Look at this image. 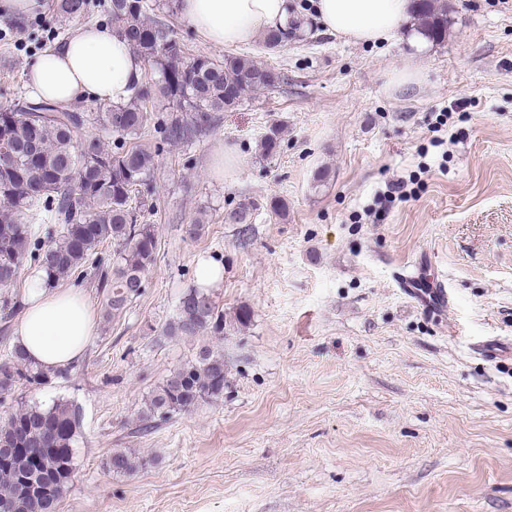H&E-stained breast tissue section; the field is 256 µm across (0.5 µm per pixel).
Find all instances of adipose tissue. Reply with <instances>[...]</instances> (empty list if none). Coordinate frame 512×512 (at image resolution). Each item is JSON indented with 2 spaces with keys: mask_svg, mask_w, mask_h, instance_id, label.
Wrapping results in <instances>:
<instances>
[{
  "mask_svg": "<svg viewBox=\"0 0 512 512\" xmlns=\"http://www.w3.org/2000/svg\"><path fill=\"white\" fill-rule=\"evenodd\" d=\"M322 26L349 43L374 44L399 36L411 0H317ZM181 16L205 42L234 47L285 24L286 0H182ZM143 64L116 30L79 26L67 40L32 62L27 73L33 97L67 107L81 100L120 105L133 95ZM27 307L14 342L47 370L67 368L82 354L95 319L89 304L71 289H48L41 272L29 277Z\"/></svg>",
  "mask_w": 512,
  "mask_h": 512,
  "instance_id": "1",
  "label": "adipose tissue"
}]
</instances>
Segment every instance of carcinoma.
Here are the masks:
<instances>
[{
    "label": "carcinoma",
    "instance_id": "cac0c4a2",
    "mask_svg": "<svg viewBox=\"0 0 512 512\" xmlns=\"http://www.w3.org/2000/svg\"><path fill=\"white\" fill-rule=\"evenodd\" d=\"M112 26L160 82L142 80L131 100L104 104L96 116L102 132L116 138L113 146L85 132L88 115L76 108L54 106L39 112L46 100L19 97L0 108V288H11L29 263L52 287L86 266L109 289L104 316L121 315L145 288V273L154 264V225L138 222L133 198L149 189L156 153L139 144L154 118L147 104L162 99L174 113L163 126L167 139L183 141L210 126L212 113L240 103L249 92L266 90L265 76L281 72L251 58L226 54L189 57L167 24L151 20L156 9L175 14L178 0H107ZM57 11L83 19L91 0H58ZM419 32L440 42L448 32L444 0H413ZM293 27L263 34L267 49L282 46ZM280 131L270 130L260 143L270 156L278 151ZM105 242L115 250L112 266L96 248ZM224 309L209 288L192 286L181 294L167 325L170 337L208 335L224 340ZM227 369L218 344L203 345L192 361L160 382L144 399L140 421L146 427L201 402L224 399ZM70 369L48 372L32 363L17 345L0 363V395L16 387L41 388L66 379ZM79 407L63 400L48 406L20 402L0 422V502L8 512H58L74 473L73 444L82 433ZM150 460L115 449L107 467L133 475Z\"/></svg>",
    "mask_w": 512,
    "mask_h": 512
}]
</instances>
